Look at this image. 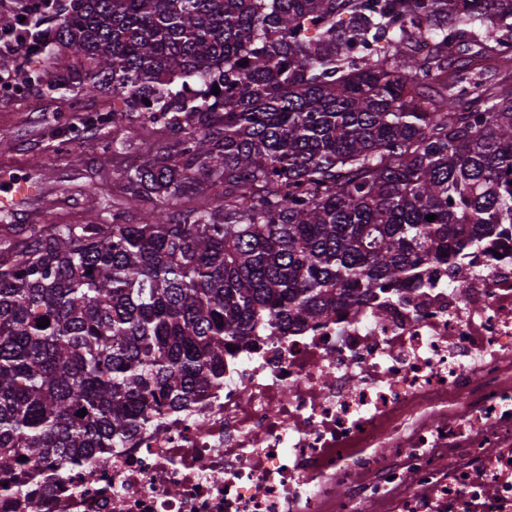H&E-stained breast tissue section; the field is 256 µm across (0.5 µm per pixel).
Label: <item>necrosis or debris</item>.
<instances>
[{
    "mask_svg": "<svg viewBox=\"0 0 512 512\" xmlns=\"http://www.w3.org/2000/svg\"><path fill=\"white\" fill-rule=\"evenodd\" d=\"M461 264L260 330L89 464H0V512H512V238Z\"/></svg>",
    "mask_w": 512,
    "mask_h": 512,
    "instance_id": "1",
    "label": "necrosis or debris"
}]
</instances>
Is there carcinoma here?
<instances>
[{
    "mask_svg": "<svg viewBox=\"0 0 512 512\" xmlns=\"http://www.w3.org/2000/svg\"><path fill=\"white\" fill-rule=\"evenodd\" d=\"M1 30L49 49L23 87L119 104L53 137L175 134L119 196L87 181L84 223L0 246L1 460L123 448L257 329L512 234V0H55ZM462 46L501 82L448 93ZM123 136L134 143H140L143 139H146L162 146L167 145L172 140L170 132L160 125L145 127L134 125L128 128L127 131H123L121 137Z\"/></svg>",
    "mask_w": 512,
    "mask_h": 512,
    "instance_id": "1",
    "label": "carcinoma"
}]
</instances>
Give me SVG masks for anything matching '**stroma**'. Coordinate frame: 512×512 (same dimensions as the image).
Returning <instances> with one entry per match:
<instances>
[{"instance_id":"1","label":"stroma","mask_w":512,"mask_h":512,"mask_svg":"<svg viewBox=\"0 0 512 512\" xmlns=\"http://www.w3.org/2000/svg\"><path fill=\"white\" fill-rule=\"evenodd\" d=\"M61 103L54 98L29 90L19 96L0 95V165L14 167L31 179L41 196L31 211L14 212V224H34L45 215L56 213L65 223H83L96 201L79 191L88 178L99 179L106 188H116L128 163L125 153L107 152L103 144L111 139L104 129L62 143L50 135L56 124ZM80 154L79 166H71V154Z\"/></svg>"}]
</instances>
